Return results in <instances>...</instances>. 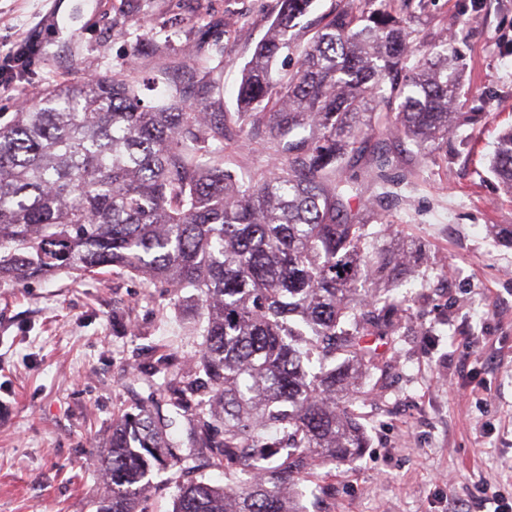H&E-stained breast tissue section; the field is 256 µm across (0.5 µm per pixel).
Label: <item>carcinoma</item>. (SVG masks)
I'll return each instance as SVG.
<instances>
[{
  "instance_id": "carcinoma-1",
  "label": "carcinoma",
  "mask_w": 512,
  "mask_h": 512,
  "mask_svg": "<svg viewBox=\"0 0 512 512\" xmlns=\"http://www.w3.org/2000/svg\"><path fill=\"white\" fill-rule=\"evenodd\" d=\"M311 4L281 0L242 70L234 130L210 96L175 88L153 106L123 72L48 85L0 114V285L110 267L201 303L196 364L161 359L147 404L114 413L97 512H138L152 477L169 470L173 512H303L294 490L311 471L367 447L355 377L397 333L398 301L378 282L402 259L378 263L373 213L351 209L364 177L393 181L368 133L430 156L470 116L452 111L461 72L451 44L421 51L387 0L332 15L299 68L274 77ZM152 54L213 91L211 72L157 44ZM262 132L275 171L224 168L225 136ZM491 168L512 193V129ZM202 453L226 485L195 475Z\"/></svg>"
}]
</instances>
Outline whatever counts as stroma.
Instances as JSON below:
<instances>
[{
  "label": "stroma",
  "mask_w": 512,
  "mask_h": 512,
  "mask_svg": "<svg viewBox=\"0 0 512 512\" xmlns=\"http://www.w3.org/2000/svg\"><path fill=\"white\" fill-rule=\"evenodd\" d=\"M354 0H313L293 29L296 48L274 68L294 72L298 49L321 20ZM415 45L453 37L462 65L456 109L473 123L429 157L387 140L395 181L365 201L382 245L417 250L392 286L398 336L359 381L369 445L333 472L306 481L305 512H493L483 489L512 494V245L492 230L512 225V194L491 170L512 128V0H391ZM279 0H0V46L31 45L13 64L0 113L55 81L76 83L133 63L141 98L155 103L178 72L160 71L153 43L190 50L211 70L213 96L235 116L242 69L268 33ZM223 55H216V48ZM277 162L269 138L224 143V166L260 176ZM189 293L146 288L105 269L0 288V512H97V455L116 405L147 395L149 345L192 362ZM144 347L132 360L134 347Z\"/></svg>",
  "instance_id": "obj_1"
}]
</instances>
